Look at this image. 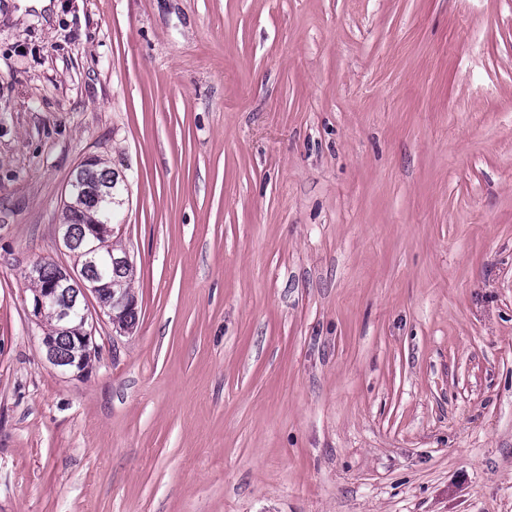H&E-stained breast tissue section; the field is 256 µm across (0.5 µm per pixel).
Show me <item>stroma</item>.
Wrapping results in <instances>:
<instances>
[{
	"mask_svg": "<svg viewBox=\"0 0 512 512\" xmlns=\"http://www.w3.org/2000/svg\"><path fill=\"white\" fill-rule=\"evenodd\" d=\"M89 158L139 321L77 378ZM0 512H512V0H0ZM68 203L70 205L65 206L62 224L59 227L61 239L64 246L73 252L83 232V249L75 254L77 259L84 258L83 263L80 269L76 267V271L57 268L55 264L46 261L44 265L42 262L34 263L25 278L34 280L29 282L32 288L36 289L28 298H25V303L31 321L38 326H41L47 309L56 312L58 320L56 333L54 329L57 321L54 313L48 311L43 320L48 327L44 333L50 334H44L40 338L46 361L64 373L82 376L89 370L88 357L96 352L92 325L89 322L91 314L87 306L88 295L92 293L97 298L102 309L100 314L103 313L108 317L116 332L119 334L131 332L137 324V322L131 324V320H138V312L130 314L131 311H137V299L123 292L117 294L114 288H124L127 294L134 295L131 288L134 272L128 273L124 270L117 272L113 269H135V266L130 253L120 245L118 237H115V241L112 242V250L116 253L124 250L123 253L115 254L110 250V237L116 233L117 229L122 234L123 225L104 224L111 219V214L105 210L95 192L85 189L75 191ZM85 224L86 228L83 230ZM104 252L108 253L107 265L112 270L114 288H111L112 283L106 276L99 275L91 278L87 273V268L94 267ZM57 270L56 280L50 283L54 280ZM41 274L42 279L39 280ZM43 284L46 285L40 288ZM110 294H112V301L103 303L104 298Z\"/></svg>",
	"mask_w": 512,
	"mask_h": 512,
	"instance_id": "obj_1",
	"label": "stroma"
}]
</instances>
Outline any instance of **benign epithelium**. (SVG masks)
I'll return each instance as SVG.
<instances>
[{
	"label": "benign epithelium",
	"instance_id": "obj_1",
	"mask_svg": "<svg viewBox=\"0 0 512 512\" xmlns=\"http://www.w3.org/2000/svg\"><path fill=\"white\" fill-rule=\"evenodd\" d=\"M123 231V225L88 224L83 230V249L75 257L83 259L78 270L58 268L54 282L36 288L25 299L32 322L41 325L45 311L56 312L58 326L53 334L41 336L46 361L64 373L81 376L88 372V357L96 352L93 331L90 329L88 295H94L102 313L120 334L132 331L130 312L137 310V299L111 288L104 275L88 276L87 269L107 255V265L113 269H132L134 262L128 251L116 254L110 250V237Z\"/></svg>",
	"mask_w": 512,
	"mask_h": 512
}]
</instances>
